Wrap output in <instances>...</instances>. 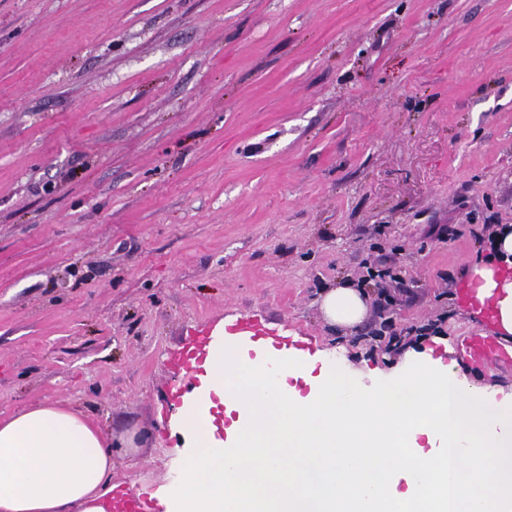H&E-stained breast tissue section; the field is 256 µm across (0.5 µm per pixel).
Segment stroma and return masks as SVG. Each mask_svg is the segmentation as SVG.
I'll use <instances>...</instances> for the list:
<instances>
[{
	"label": "stroma",
	"instance_id": "35a3bbf8",
	"mask_svg": "<svg viewBox=\"0 0 512 512\" xmlns=\"http://www.w3.org/2000/svg\"><path fill=\"white\" fill-rule=\"evenodd\" d=\"M511 225L512 0H0V417L136 437L116 488L175 479L178 359L217 325L399 376L487 334L466 282ZM366 294L360 288L337 286L326 291L321 299V308L332 324L355 326L363 320Z\"/></svg>",
	"mask_w": 512,
	"mask_h": 512
}]
</instances>
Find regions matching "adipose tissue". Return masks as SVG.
Instances as JSON below:
<instances>
[{"mask_svg":"<svg viewBox=\"0 0 512 512\" xmlns=\"http://www.w3.org/2000/svg\"><path fill=\"white\" fill-rule=\"evenodd\" d=\"M494 261L473 267L469 294L512 338V229ZM364 291L337 286L321 308L361 323ZM238 337L215 331L201 385L178 424L189 446L166 512H512V393L466 385L456 360L426 354L367 390L329 365L264 345L261 371L236 367ZM223 408L230 423L219 427ZM112 439L83 413L41 404L0 418V512H106Z\"/></svg>","mask_w":512,"mask_h":512,"instance_id":"obj_1","label":"adipose tissue"}]
</instances>
